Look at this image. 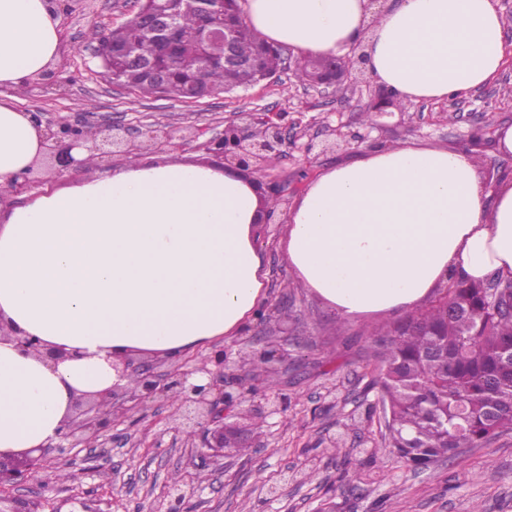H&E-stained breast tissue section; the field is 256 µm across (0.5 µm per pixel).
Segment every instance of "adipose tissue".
Instances as JSON below:
<instances>
[{
  "label": "adipose tissue",
  "mask_w": 512,
  "mask_h": 512,
  "mask_svg": "<svg viewBox=\"0 0 512 512\" xmlns=\"http://www.w3.org/2000/svg\"><path fill=\"white\" fill-rule=\"evenodd\" d=\"M263 40L323 59L362 48L371 78L403 104L445 101L505 62L495 0H247ZM51 0H0V184L36 159L39 131L14 90L53 66ZM272 205L242 173L129 158L0 217V453L56 442L74 396L118 379L131 354L178 358L232 338L266 297L257 232ZM300 283L344 317L423 302L449 275L512 278V179L487 191L475 160L410 141L367 146L319 169L280 243ZM65 348L53 362L18 346Z\"/></svg>",
  "instance_id": "ef3b65f1"
}]
</instances>
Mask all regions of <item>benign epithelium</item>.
Wrapping results in <instances>:
<instances>
[{"label":"benign epithelium","mask_w":512,"mask_h":512,"mask_svg":"<svg viewBox=\"0 0 512 512\" xmlns=\"http://www.w3.org/2000/svg\"><path fill=\"white\" fill-rule=\"evenodd\" d=\"M135 17L144 21L149 31L159 37H169L175 25V12L160 7L152 13L135 12ZM203 49L206 53H215L224 65L245 69L248 64L239 59L234 50L233 38L229 28L206 23L201 32ZM336 68L341 77L350 79L354 85L369 83L365 67V55L355 50L348 54L332 56L327 68ZM391 95H377L369 99L366 109L383 117L388 114ZM264 124V136L260 140L248 133L251 123ZM172 128L158 123H139L126 125L112 121L96 128V136H85L81 124L62 123L57 128L47 127L42 133V152L59 163V167L74 170L81 168V162L72 156V150L86 149L100 159L117 154H131L142 144L156 146L172 144ZM290 147L309 156L314 150L313 141L297 144L289 126L281 123L279 112H249L245 114L244 124L232 123L224 131L201 144V149L224 159V164H233L245 169L251 163L261 168L264 161L272 154L279 155L284 147ZM296 192V186L283 180L273 184V194L284 204L282 215H287L289 198ZM227 359L224 350L219 349L203 362L191 367L181 365L166 374H156L147 362L134 365L127 360L123 363L120 376L133 377L140 385L139 393H120L114 386L92 395H81L75 399L74 406L89 403V407L71 418L66 430L59 435V440L51 450L66 455L70 449L77 447L78 441L87 442L96 439L118 424L117 416L112 412L116 401L131 410L145 401L164 398L168 392L176 390L181 400L175 407V414L169 421V429L174 430L193 441L201 436L200 447L204 451L198 454L199 464L205 466L217 455H224V437L234 434L238 442L250 447V437L237 423L224 422V410L233 406L234 396L224 393V369ZM39 455L29 452L17 456L0 454V512H32L31 501L20 493L22 487L33 472L43 466L47 449H38ZM68 505V512H102L93 508L86 500L68 497L62 500L55 512H62L61 507Z\"/></svg>","instance_id":"benign-epithelium-1"}]
</instances>
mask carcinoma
<instances>
[{
	"instance_id": "carcinoma-1",
	"label": "carcinoma",
	"mask_w": 512,
	"mask_h": 512,
	"mask_svg": "<svg viewBox=\"0 0 512 512\" xmlns=\"http://www.w3.org/2000/svg\"><path fill=\"white\" fill-rule=\"evenodd\" d=\"M218 17L236 20L239 57L275 73L283 57L260 51L264 41L243 21L233 0H214ZM202 17L179 11L173 41L176 52L165 61L154 35L129 21L101 35L108 49L126 51L104 71L142 96L165 95L180 100L189 83L203 77L208 94L243 86L238 73L218 63L202 66ZM167 66V83L157 84L143 64ZM497 284L491 293L488 281ZM471 281L448 277L444 297L416 316L372 333V387L379 389L389 428V453L412 470L451 460L461 448H477L502 430L512 429V279L492 276Z\"/></svg>"
}]
</instances>
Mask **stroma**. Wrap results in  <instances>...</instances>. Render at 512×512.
Returning a JSON list of instances; mask_svg holds the SVG:
<instances>
[{"label": "stroma", "mask_w": 512, "mask_h": 512, "mask_svg": "<svg viewBox=\"0 0 512 512\" xmlns=\"http://www.w3.org/2000/svg\"><path fill=\"white\" fill-rule=\"evenodd\" d=\"M58 61L51 73L15 91L14 105L41 121L83 117L88 130L114 118L127 123L158 121L175 130L172 147L143 146L140 157L162 161L205 159L200 145L241 112H278L284 124L301 121L308 137L323 124L369 133L381 144L413 138L451 146L474 157L487 189L512 176V155L495 144L478 149L475 132L484 124L512 125V66L490 84L443 102L394 109L386 126L365 127V104L384 89L370 81L362 92L342 96L319 92L281 69L274 79L218 94L193 104L164 96L142 98L108 83L92 55L102 32L128 22L136 0H67ZM336 153L304 160L300 153L268 160L255 177L261 187L281 178L300 183L335 161ZM85 171H40L29 192L5 197L11 208L34 196L80 183ZM268 225L266 298L232 341L212 342L230 364L248 371L262 350L275 352L256 394L240 406L238 422L251 428L254 448L198 465L195 448L166 430L170 406L148 403L124 412L117 426L128 440L88 461L87 448L50 460L25 487L35 512H53L76 494L98 499L104 512H165L172 485L201 486L184 512H512V429L480 448L423 471L406 469L388 453V433L371 389L367 364L370 334L381 320L343 318L304 288L277 245L285 233L281 213ZM70 477L60 483L58 470Z\"/></svg>", "instance_id": "stroma-1"}]
</instances>
